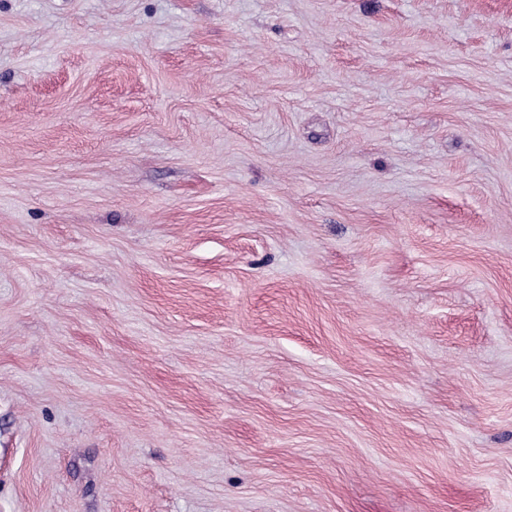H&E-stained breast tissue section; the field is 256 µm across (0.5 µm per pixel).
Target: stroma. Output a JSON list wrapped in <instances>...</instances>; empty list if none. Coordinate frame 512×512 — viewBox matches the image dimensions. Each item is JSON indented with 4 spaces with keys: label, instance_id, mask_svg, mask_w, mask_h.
Instances as JSON below:
<instances>
[{
    "label": "stroma",
    "instance_id": "obj_1",
    "mask_svg": "<svg viewBox=\"0 0 512 512\" xmlns=\"http://www.w3.org/2000/svg\"><path fill=\"white\" fill-rule=\"evenodd\" d=\"M0 512H512V0H0Z\"/></svg>",
    "mask_w": 512,
    "mask_h": 512
}]
</instances>
